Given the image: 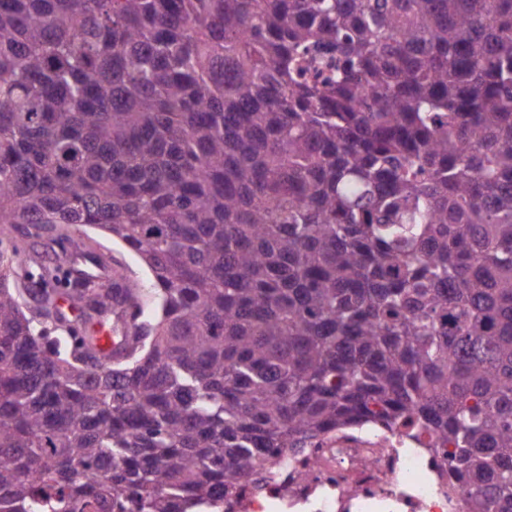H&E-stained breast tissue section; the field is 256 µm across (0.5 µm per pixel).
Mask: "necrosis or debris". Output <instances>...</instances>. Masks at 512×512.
Instances as JSON below:
<instances>
[{"instance_id":"1","label":"necrosis or debris","mask_w":512,"mask_h":512,"mask_svg":"<svg viewBox=\"0 0 512 512\" xmlns=\"http://www.w3.org/2000/svg\"><path fill=\"white\" fill-rule=\"evenodd\" d=\"M287 466H258L259 486L224 512H461L429 449L398 432L366 426L323 435L287 453Z\"/></svg>"}]
</instances>
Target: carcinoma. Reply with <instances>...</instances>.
<instances>
[{"mask_svg":"<svg viewBox=\"0 0 512 512\" xmlns=\"http://www.w3.org/2000/svg\"><path fill=\"white\" fill-rule=\"evenodd\" d=\"M81 226L150 275L124 362L11 285ZM7 243L0 512H216L371 424L512 512V0H0Z\"/></svg>","mask_w":512,"mask_h":512,"instance_id":"1","label":"carcinoma"}]
</instances>
